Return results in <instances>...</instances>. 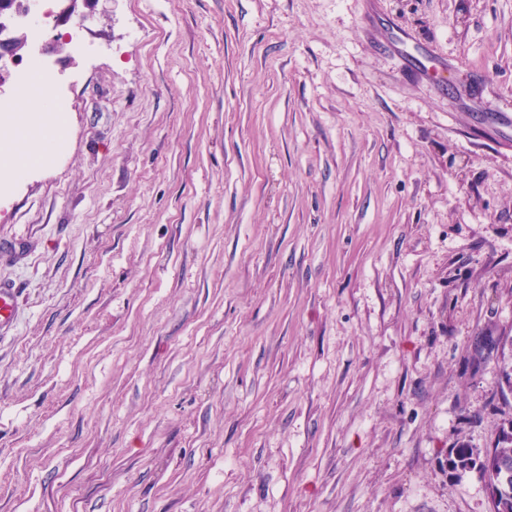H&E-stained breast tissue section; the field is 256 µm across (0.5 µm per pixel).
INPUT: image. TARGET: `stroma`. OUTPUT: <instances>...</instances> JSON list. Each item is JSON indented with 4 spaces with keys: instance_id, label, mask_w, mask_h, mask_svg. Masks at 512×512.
Wrapping results in <instances>:
<instances>
[{
    "instance_id": "stroma-1",
    "label": "stroma",
    "mask_w": 512,
    "mask_h": 512,
    "mask_svg": "<svg viewBox=\"0 0 512 512\" xmlns=\"http://www.w3.org/2000/svg\"><path fill=\"white\" fill-rule=\"evenodd\" d=\"M76 13L0 189V512H491L512 0ZM31 112H25L24 123H36L42 128L41 138L31 143L24 135V125L16 122V118L2 116L0 125L11 131L13 140L0 147V182L13 181L21 178L29 168L43 162L45 155L64 139L66 113L59 112L54 102L42 99L38 106L26 102Z\"/></svg>"
}]
</instances>
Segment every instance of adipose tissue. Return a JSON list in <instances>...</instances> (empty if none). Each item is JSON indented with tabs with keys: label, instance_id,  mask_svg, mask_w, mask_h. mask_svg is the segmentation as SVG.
I'll use <instances>...</instances> for the list:
<instances>
[{
	"label": "adipose tissue",
	"instance_id": "adipose-tissue-1",
	"mask_svg": "<svg viewBox=\"0 0 512 512\" xmlns=\"http://www.w3.org/2000/svg\"><path fill=\"white\" fill-rule=\"evenodd\" d=\"M36 123L41 128L37 142H29L24 134L25 123ZM0 126L11 131L13 138L0 146V182L21 178L29 168L43 162L46 154L59 145L65 135L66 114L55 109L49 99H42L31 106L24 123L15 118H0Z\"/></svg>",
	"mask_w": 512,
	"mask_h": 512
}]
</instances>
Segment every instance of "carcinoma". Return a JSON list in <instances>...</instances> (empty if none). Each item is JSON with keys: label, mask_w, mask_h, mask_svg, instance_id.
Masks as SVG:
<instances>
[{"label": "carcinoma", "mask_w": 512, "mask_h": 512, "mask_svg": "<svg viewBox=\"0 0 512 512\" xmlns=\"http://www.w3.org/2000/svg\"><path fill=\"white\" fill-rule=\"evenodd\" d=\"M509 429H501V437L491 451L481 458L464 448L456 450L454 467L479 469L493 504V512H512V419L507 420Z\"/></svg>", "instance_id": "1"}]
</instances>
